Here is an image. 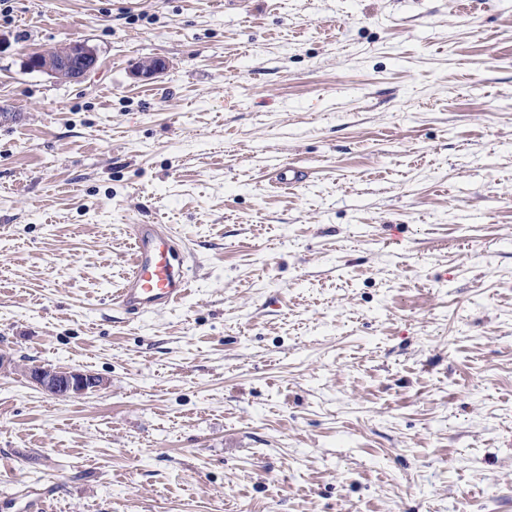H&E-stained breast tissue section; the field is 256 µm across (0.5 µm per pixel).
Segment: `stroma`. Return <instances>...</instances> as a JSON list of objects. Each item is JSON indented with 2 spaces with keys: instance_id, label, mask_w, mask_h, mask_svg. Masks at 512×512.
I'll return each instance as SVG.
<instances>
[{
  "instance_id": "35a3bbf8",
  "label": "stroma",
  "mask_w": 512,
  "mask_h": 512,
  "mask_svg": "<svg viewBox=\"0 0 512 512\" xmlns=\"http://www.w3.org/2000/svg\"><path fill=\"white\" fill-rule=\"evenodd\" d=\"M0 36V512H512V0H0ZM75 40L83 80L25 67ZM138 222L194 274L131 322ZM27 374L37 387L60 397H78L105 385V381L95 374L51 366L30 367Z\"/></svg>"
}]
</instances>
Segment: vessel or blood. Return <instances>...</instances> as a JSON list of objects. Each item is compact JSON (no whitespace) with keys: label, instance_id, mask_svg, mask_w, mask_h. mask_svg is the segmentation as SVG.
<instances>
[{"label":"vessel or blood","instance_id":"obj_1","mask_svg":"<svg viewBox=\"0 0 512 512\" xmlns=\"http://www.w3.org/2000/svg\"><path fill=\"white\" fill-rule=\"evenodd\" d=\"M130 271L112 302L139 318L180 304L190 291L187 269L174 264V233L155 224L133 227Z\"/></svg>","mask_w":512,"mask_h":512}]
</instances>
